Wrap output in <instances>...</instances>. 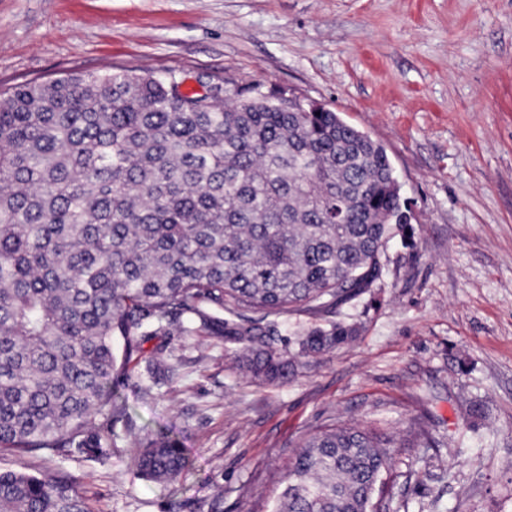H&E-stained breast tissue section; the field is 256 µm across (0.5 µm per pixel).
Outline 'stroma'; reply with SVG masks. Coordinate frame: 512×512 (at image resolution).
I'll use <instances>...</instances> for the list:
<instances>
[{
  "mask_svg": "<svg viewBox=\"0 0 512 512\" xmlns=\"http://www.w3.org/2000/svg\"><path fill=\"white\" fill-rule=\"evenodd\" d=\"M171 69L339 112L385 148L416 246L389 243L378 308L278 317L287 379L245 375L223 336H157L177 382L113 379L108 458L0 451V470L64 472L90 512H268L303 440L343 421L393 440L383 512H512V0H0V90ZM339 318L354 341L295 356V330ZM130 425L183 448L174 484L135 474Z\"/></svg>",
  "mask_w": 512,
  "mask_h": 512,
  "instance_id": "obj_1",
  "label": "stroma"
}]
</instances>
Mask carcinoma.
<instances>
[{
    "instance_id": "1",
    "label": "carcinoma",
    "mask_w": 512,
    "mask_h": 512,
    "mask_svg": "<svg viewBox=\"0 0 512 512\" xmlns=\"http://www.w3.org/2000/svg\"><path fill=\"white\" fill-rule=\"evenodd\" d=\"M163 77L76 75L0 94V451L108 455L126 416L114 375L138 337L174 324L248 346L277 381L274 318L376 287L387 244L416 246L385 149L338 112L262 85L208 98ZM338 320L297 336L303 356L351 342ZM391 439L332 424L304 439L269 512H380ZM142 478L187 461L134 438ZM0 512H90L71 478L0 471Z\"/></svg>"
}]
</instances>
